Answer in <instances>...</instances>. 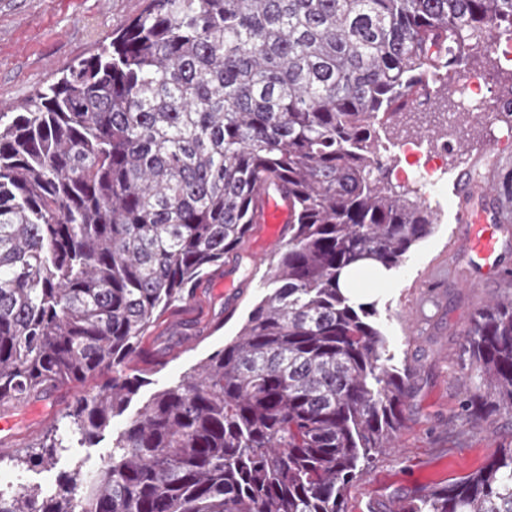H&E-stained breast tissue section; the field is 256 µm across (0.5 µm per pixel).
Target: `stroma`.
<instances>
[{
	"mask_svg": "<svg viewBox=\"0 0 512 512\" xmlns=\"http://www.w3.org/2000/svg\"><path fill=\"white\" fill-rule=\"evenodd\" d=\"M145 0H0V110L22 105L36 90L59 77L60 69L93 55L109 42L114 29L135 18ZM467 79H489L485 104L512 95V65L497 56L472 54L459 67ZM454 128L448 135L423 136V149L450 140L448 170L437 192L425 196L437 221L429 235L416 242L390 273V283L376 298L373 318L386 340L393 365L408 370L411 392L395 448L378 453L366 472L346 489L348 512H388L397 501L416 498L478 470L501 447L512 446V415L500 413L471 421L461 417L467 383H478V372L466 351V330L474 313L504 295L505 287L488 282L463 288L459 279L473 275L467 257L451 258L453 235L462 234L453 180L459 163L475 157L487 132L468 113L459 111L455 83L442 87ZM452 269L453 280L438 289L429 303L419 285L433 273ZM238 284L234 293L221 291L225 274ZM261 274L252 270L251 255L239 250L225 255L191 289L187 301L165 311L142 340L134 367L144 370L146 384L110 432L95 444L70 437L52 467L19 468L0 463V486H38L50 492L59 477L81 468L93 474L112 453V434L126 416L134 415L156 392L183 378L225 341L239 332L249 311L266 294ZM233 318H225L226 306ZM423 316L420 331H412L409 314ZM96 379L60 386L19 404L0 405V416L16 420L15 445L39 447L51 435L66 431V414L74 397L96 387Z\"/></svg>",
	"mask_w": 512,
	"mask_h": 512,
	"instance_id": "stroma-1",
	"label": "stroma"
}]
</instances>
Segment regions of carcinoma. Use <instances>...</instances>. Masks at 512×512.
Returning <instances> with one entry per match:
<instances>
[{"mask_svg": "<svg viewBox=\"0 0 512 512\" xmlns=\"http://www.w3.org/2000/svg\"><path fill=\"white\" fill-rule=\"evenodd\" d=\"M506 35L512 0H147L0 112V404L105 374L67 413L83 443L145 382L126 363L154 319L240 248L262 186L293 215L237 335L146 401L94 475L0 489V512H347L410 383L340 276L397 267L434 224L378 176L376 124ZM466 336L481 385L463 408L512 413V297ZM390 512H512V448Z\"/></svg>", "mask_w": 512, "mask_h": 512, "instance_id": "cac0c4a2", "label": "carcinoma"}]
</instances>
